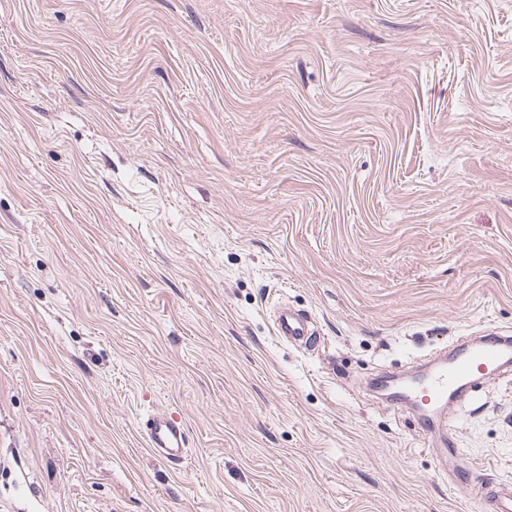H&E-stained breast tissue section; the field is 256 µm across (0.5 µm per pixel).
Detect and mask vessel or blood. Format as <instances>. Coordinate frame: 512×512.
Listing matches in <instances>:
<instances>
[{
  "instance_id": "vessel-or-blood-1",
  "label": "vessel or blood",
  "mask_w": 512,
  "mask_h": 512,
  "mask_svg": "<svg viewBox=\"0 0 512 512\" xmlns=\"http://www.w3.org/2000/svg\"><path fill=\"white\" fill-rule=\"evenodd\" d=\"M277 336L306 345L313 334L310 318L300 311L279 304L273 315ZM512 366V340L503 336H486L476 346L462 348L448 366L435 376L412 382L407 392L418 403L430 406L471 390L478 381L496 377ZM143 435L151 453L158 459L178 463L184 460L189 437L182 421L164 411L153 413L146 421Z\"/></svg>"
}]
</instances>
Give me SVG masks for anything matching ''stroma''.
I'll return each mask as SVG.
<instances>
[{
	"instance_id": "stroma-1",
	"label": "stroma",
	"mask_w": 512,
	"mask_h": 512,
	"mask_svg": "<svg viewBox=\"0 0 512 512\" xmlns=\"http://www.w3.org/2000/svg\"><path fill=\"white\" fill-rule=\"evenodd\" d=\"M490 333L512 0H0L11 512H492L512 374L438 410L455 458L375 387ZM310 317L298 310L288 308L285 303L279 304L274 311L273 326L276 335L288 343L306 346L311 336ZM143 435L147 448L164 462L180 463L187 455V429L180 419L166 411H157L150 416Z\"/></svg>"
}]
</instances>
